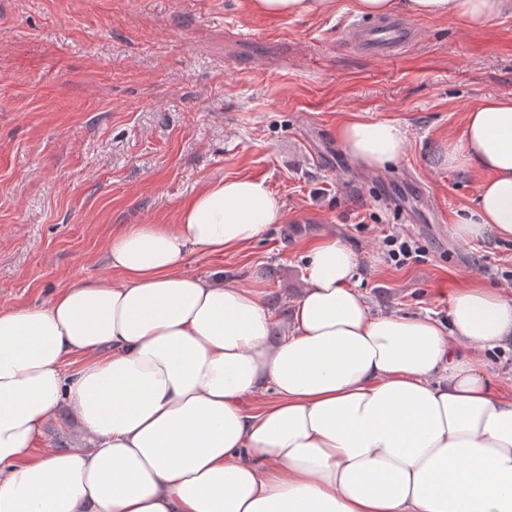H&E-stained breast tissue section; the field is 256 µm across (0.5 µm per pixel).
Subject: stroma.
Returning <instances> with one entry per match:
<instances>
[{"mask_svg": "<svg viewBox=\"0 0 512 512\" xmlns=\"http://www.w3.org/2000/svg\"><path fill=\"white\" fill-rule=\"evenodd\" d=\"M411 39L379 56L343 42L333 12L273 19L249 0H0V304L36 306L72 279L108 277L124 224L175 223L227 178L263 181L284 220L247 249L193 252L188 269L263 290L275 321L304 286L301 246L358 253L372 311L447 320L469 279L505 288L512 240L455 233L483 178L448 164L473 108L512 96V16L465 30L399 14ZM407 128L382 171L337 139L351 114ZM427 247L387 263L386 231Z\"/></svg>", "mask_w": 512, "mask_h": 512, "instance_id": "1", "label": "stroma"}]
</instances>
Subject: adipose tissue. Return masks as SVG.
I'll return each instance as SVG.
<instances>
[{
	"label": "adipose tissue",
	"mask_w": 512,
	"mask_h": 512,
	"mask_svg": "<svg viewBox=\"0 0 512 512\" xmlns=\"http://www.w3.org/2000/svg\"><path fill=\"white\" fill-rule=\"evenodd\" d=\"M335 6L250 0L276 18ZM353 7L464 28L512 15V0ZM337 138L382 170L408 131L355 115ZM448 164L485 174L458 234L511 238L512 97L469 112ZM282 221L263 182L219 181L175 223L113 231L105 260L119 281L76 279L42 305H0V512H512V394L483 361L512 344V295L471 284L444 322L375 314L356 252L326 236L305 250L307 286L277 339L261 292L186 263ZM64 405L80 437L31 455Z\"/></svg>",
	"instance_id": "1"
}]
</instances>
